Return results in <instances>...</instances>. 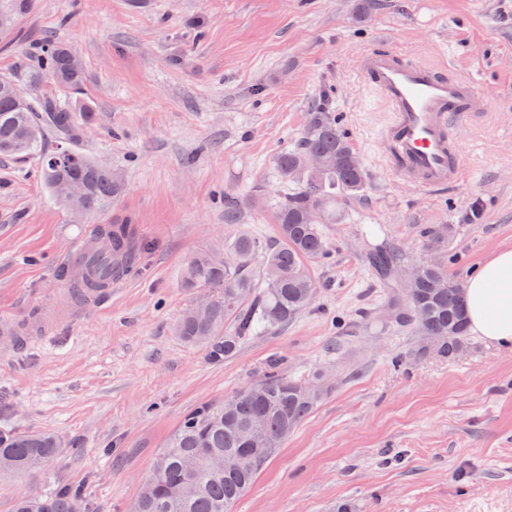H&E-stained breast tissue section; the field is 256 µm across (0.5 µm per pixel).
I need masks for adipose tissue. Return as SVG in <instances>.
Returning <instances> with one entry per match:
<instances>
[{
	"label": "adipose tissue",
	"mask_w": 512,
	"mask_h": 512,
	"mask_svg": "<svg viewBox=\"0 0 512 512\" xmlns=\"http://www.w3.org/2000/svg\"><path fill=\"white\" fill-rule=\"evenodd\" d=\"M471 331L487 342L512 346V249L494 253L465 284Z\"/></svg>",
	"instance_id": "ef3b65f1"
}]
</instances>
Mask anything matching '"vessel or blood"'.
<instances>
[{"instance_id":"vessel-or-blood-1","label":"vessel or blood","mask_w":512,"mask_h":512,"mask_svg":"<svg viewBox=\"0 0 512 512\" xmlns=\"http://www.w3.org/2000/svg\"><path fill=\"white\" fill-rule=\"evenodd\" d=\"M359 73L390 109L381 136L388 170L429 192L460 184L461 142L453 129L486 109L488 92L466 75H443L392 48L364 51Z\"/></svg>"}]
</instances>
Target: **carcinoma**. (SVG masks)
<instances>
[{"instance_id":"obj_1","label":"carcinoma","mask_w":512,"mask_h":512,"mask_svg":"<svg viewBox=\"0 0 512 512\" xmlns=\"http://www.w3.org/2000/svg\"><path fill=\"white\" fill-rule=\"evenodd\" d=\"M66 49L60 42L42 41L38 64L25 75L33 87L27 103L18 105L0 90V154L37 158L46 188L64 207L58 187L79 177L86 184L79 215L100 214L122 186L76 147L84 127L77 113L90 107H71L45 91L51 83L81 92L85 73L67 74ZM275 170L285 188L276 205L278 243L263 248L255 237L242 233L230 244L232 261L200 251L184 265L185 286L206 288L209 295L204 298L206 312L198 316L188 309L176 332L216 363L237 353L248 337L284 327L312 305L318 286L310 266L329 255L322 225L341 221V202L365 188V173L349 137L326 106L309 113L304 136L276 157ZM240 222L238 199L224 196V223ZM103 233L111 244L104 248L102 264H110L119 252L123 262L113 271L137 263L132 225L108 224ZM452 233L449 224L423 229L434 251L447 247ZM368 261L394 284V300L380 313L381 322L414 328L421 354L432 349L452 357L467 349V315L457 293L459 281L448 273L447 263L430 259L411 264L396 248L375 251ZM323 395L322 385L292 378L281 360H270L263 377L251 386L185 418L155 458V480L140 487L133 512H231ZM60 452L51 433L0 434V472L28 475ZM81 499L77 486L47 495L22 493L14 512H81Z\"/></svg>"}]
</instances>
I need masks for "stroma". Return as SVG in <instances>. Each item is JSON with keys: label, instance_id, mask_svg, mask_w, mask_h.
<instances>
[{"label": "stroma", "instance_id": "1", "mask_svg": "<svg viewBox=\"0 0 512 512\" xmlns=\"http://www.w3.org/2000/svg\"><path fill=\"white\" fill-rule=\"evenodd\" d=\"M49 38L86 71L79 146L124 191L80 218L35 159L0 156V319L51 322L35 342L0 345V432L65 442L37 473H0V512L21 490L66 484L84 485L83 512H129L184 418L257 381L273 357L328 393L232 512H512V349L473 336L458 357L417 355L409 329L376 322L390 288L367 261L381 246L430 258L428 224L452 226L448 271L462 282L512 248V0H33L0 44V75L34 64ZM374 46L489 91L488 112L459 132L467 178L448 192L386 169L389 112L358 76ZM325 95L364 192L323 227L330 255L311 267L312 306L211 363L174 334L205 296L184 287V263L198 251L229 260L240 233L277 241L274 162ZM228 193L241 223L224 221ZM125 220L140 245L131 279L54 322L70 254L91 226Z\"/></svg>", "mask_w": 512, "mask_h": 512}]
</instances>
